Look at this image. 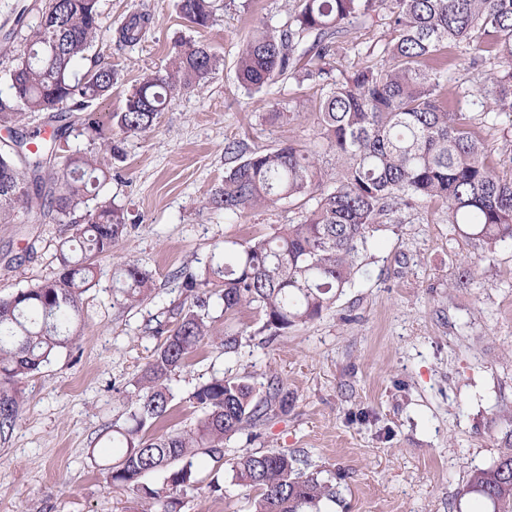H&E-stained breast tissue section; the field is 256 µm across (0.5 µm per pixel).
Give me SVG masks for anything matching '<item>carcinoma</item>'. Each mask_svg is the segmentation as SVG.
Returning a JSON list of instances; mask_svg holds the SVG:
<instances>
[{
	"label": "carcinoma",
	"mask_w": 512,
	"mask_h": 512,
	"mask_svg": "<svg viewBox=\"0 0 512 512\" xmlns=\"http://www.w3.org/2000/svg\"><path fill=\"white\" fill-rule=\"evenodd\" d=\"M99 0H47L40 22L28 28L24 52L6 70L0 87V126L15 129L41 119L54 135L35 146L24 136L0 143V224H20L37 211L43 224H69L72 244L61 245L59 272L30 288L0 298V439L14 429L25 402L22 384L50 356L76 344L75 322L82 295L97 275L95 258L112 254L130 232L124 208L110 202L93 210L89 201L112 178L105 156L124 158L123 140L105 134L93 106L112 89V65L91 55L100 28ZM389 10L392 38L383 52L389 65L353 67L337 78L327 67L347 34V25L369 14L375 3ZM183 19L206 27L215 0H178ZM148 18L135 14L118 30V42L137 43ZM312 38L303 78L326 89L316 114V142L252 150L230 149L237 163L224 174L206 204L242 215L282 201L314 202L295 224L244 242L225 241L222 260L205 275L187 277L191 302L176 309L165 335L126 391L123 424L112 425L119 455L107 465L112 487L137 496L134 512H180L177 494L198 483L207 456L224 458V442L255 429L288 407V390L274 378L260 391L248 378L213 375L191 395L200 410L188 430L151 434L171 408L172 379L202 342L211 339L226 355L242 344L244 332L214 335L213 306L229 320L253 310L257 334L270 343L319 319L351 285L362 268L371 233L399 205L440 201L454 231L490 256L512 242V175L486 161L482 132L495 125V111H512V0H302L301 10L279 30L263 31L243 47L236 77L260 90L299 72L295 46ZM465 45L470 64L499 67L466 93L477 116L450 109L445 98L448 69L442 51ZM220 67L210 47L184 41L165 73H147L112 113L122 132L151 129L173 94L205 84ZM84 114L81 134L93 148L64 156L61 143L73 131L72 117ZM335 160L329 177L320 165ZM115 301L132 307L154 290L152 273L125 262L112 275ZM498 459L469 475L460 497L473 496L483 512H512V412ZM232 482L257 492L252 512H327L336 486L297 468V458L279 450L245 452L230 463ZM155 474V484L142 479Z\"/></svg>",
	"instance_id": "1"
}]
</instances>
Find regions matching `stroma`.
Instances as JSON below:
<instances>
[{
	"mask_svg": "<svg viewBox=\"0 0 512 512\" xmlns=\"http://www.w3.org/2000/svg\"><path fill=\"white\" fill-rule=\"evenodd\" d=\"M46 0H0V75L23 48V28L37 24ZM177 0H100L92 48L112 63V93L95 106L101 121L122 111L143 74L164 72L175 42L205 44L223 64L203 86L172 98L150 130L125 135L123 161L98 199L122 205L134 226L82 296L73 349L55 355L25 384V404L11 437L0 442V512H131L132 492H115L102 469L114 422L124 421L126 385L161 342L157 327L173 324L186 302L187 275L204 273L218 247L273 233L298 221L285 202L236 216L204 209L231 162L225 149L243 141L266 149L316 135L320 87L285 79L259 92L237 81L235 65L248 39L292 21L301 0H217L212 26L180 16ZM135 13L150 24L141 41L118 45L117 29ZM386 11L359 18L330 64L384 66L390 39ZM296 112L293 121L276 112ZM487 161L512 171V112L487 131ZM65 224H0V297L52 278L69 239ZM471 259L472 281L457 285L459 257ZM135 260L152 272L153 294L133 308L114 304L112 273ZM236 328L249 332L237 354L203 344L174 380L161 430H186L198 411L194 390L213 374L248 378L256 387L277 376L288 410L257 433L224 444L225 459L245 451L286 450L335 484L329 512H472L460 493L470 473L500 452L512 407V243L490 257L455 234L444 207L415 202L381 225L363 268L320 319L272 343L258 336L246 311ZM206 461L181 512H251L252 491L224 481L209 486Z\"/></svg>",
	"mask_w": 512,
	"mask_h": 512,
	"instance_id": "35a3bbf8",
	"label": "stroma"
}]
</instances>
